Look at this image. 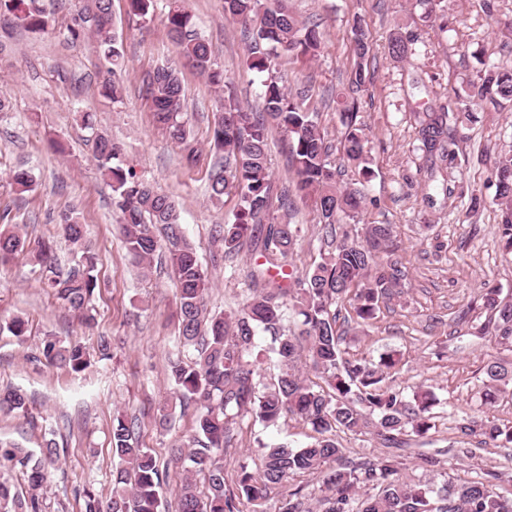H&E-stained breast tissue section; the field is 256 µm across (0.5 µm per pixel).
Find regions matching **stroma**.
<instances>
[{
  "mask_svg": "<svg viewBox=\"0 0 512 512\" xmlns=\"http://www.w3.org/2000/svg\"><path fill=\"white\" fill-rule=\"evenodd\" d=\"M42 5L51 19L44 32L0 16V96L11 105L0 115V216L33 239L55 234L60 215L77 212L98 254L101 288L92 301L95 324L89 328L40 287L27 257L0 266V387L20 388L30 400L28 417L0 413V439L34 453L55 439L59 459L48 474L44 512H82L84 490L106 497L112 489L118 463L111 445L114 416L138 418L139 439L164 473L163 494L171 504L183 480L182 469L171 461L173 447L187 439L194 420L190 413L176 415L167 431L154 423L158 407L173 397L167 365L175 352V284L166 265L153 264L144 273L127 254L112 189L94 158L92 133L102 131L119 143L137 175L175 200L184 233L212 281L208 306L229 312L247 296L248 275L260 258L246 247L225 259L216 239L237 203L232 196L212 203L207 191L219 94L196 72L182 71L184 110L200 152L198 162L187 165L181 149L154 124L142 89L147 72L178 62L165 26L168 0H155L147 20L130 15L126 0H112L115 31L125 50L119 103L100 94L112 74L95 41L75 44L69 38L66 25L81 0H42ZM291 6L301 19L318 22L322 50L311 60L279 58L272 74L288 93L307 91V106L318 112L336 146L344 132L337 97L347 92L358 63L351 50L354 22L368 32L369 79L356 93L355 107L375 175L364 188L366 201L355 224L392 225L396 255L407 271L403 294L382 303L369 326L339 322L345 356L375 362L380 354L395 352L400 363L388 383L409 394L430 390L439 400L434 429L399 453L402 477L439 485L493 474L499 492L512 497V448L486 447L460 431L466 418L512 425L511 393L498 394L490 405L483 402L485 366L496 359L512 361V348L485 339L488 315L476 306L485 289L512 293V261L502 254L490 179L495 159L512 153V105L478 109L469 117L451 115L448 135L459 155L448 182L461 192L447 204L427 202L434 182L418 140L427 108L456 104L478 83L483 64H512V0H441L433 23L423 21L425 7L418 0H291ZM186 7L242 105L261 110L263 77L248 69L246 43L239 26L225 17L223 0H187ZM399 34L414 41L412 55L402 61L389 52ZM83 112L95 114L96 130L81 125ZM54 139L65 153L52 149ZM20 165L35 177L33 190L22 195L9 185L11 171ZM474 194L484 199L475 211L469 208ZM270 213L275 221L301 225L288 267L294 277H304L327 248L317 210L294 195L287 205L272 204ZM16 316L28 323L20 339L4 330ZM48 334L90 350L99 336L111 337L112 356L79 374L49 366L39 356ZM232 433L224 456L230 481L256 440L299 447L313 435L309 425L288 414L268 429L244 418ZM425 455L438 456L441 467L423 468Z\"/></svg>",
  "mask_w": 512,
  "mask_h": 512,
  "instance_id": "1",
  "label": "stroma"
}]
</instances>
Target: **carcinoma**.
<instances>
[{
	"instance_id": "1",
	"label": "carcinoma",
	"mask_w": 512,
	"mask_h": 512,
	"mask_svg": "<svg viewBox=\"0 0 512 512\" xmlns=\"http://www.w3.org/2000/svg\"><path fill=\"white\" fill-rule=\"evenodd\" d=\"M2 11L30 31L43 32L49 26L40 0H0ZM224 13L241 25L248 66L257 73L269 71L281 57L310 59L322 49L319 24L300 20L289 0H224ZM166 26L180 65L195 70L215 89H226L220 99L222 118L212 130L213 146L224 156L217 158L209 171L208 191L214 202L232 195L237 205L232 220L219 228L217 241L226 258L237 256L250 243L261 248L264 259L260 268L250 273L251 296L241 308L229 313L209 310L206 298L211 280L182 231L174 200L126 165L120 147L109 137L95 134L94 156L112 183L126 251L144 271L151 268L155 256L164 258L177 285L178 344L196 351L189 362L179 355L169 360L175 401L160 408L155 419L166 431L175 408L185 411L196 405L192 434L178 445L173 458L186 471L176 512H243L240 505L260 504L297 473L318 476L321 496L311 504L301 491L290 492L279 512H312L314 508L317 512H512V498L501 495L482 476L458 487L445 484L435 489L401 479L392 455L354 464L342 462L343 448L330 434L332 429L374 434L385 447L398 448L434 427L436 398L429 392L409 397L386 383L389 371L397 365L392 352L381 354L375 364L342 356V338L336 331L338 304L348 302L356 323L367 324L376 319L380 300L405 286L406 271L392 249V225L368 224L360 241L345 232L335 249L324 254L305 277L289 281L288 256L301 228L286 222L265 223L274 190L268 133L277 127L288 134L296 189L317 208L329 234L344 219L355 218L362 206V187L374 175L369 140L354 107L343 102V159L357 179L354 187L342 185L330 161V146L318 113L305 105L306 94L292 96L268 78L261 88L263 111L246 109L229 90L224 71L215 67L209 44L197 32L181 0H173L169 6ZM113 28L112 0H92V5L73 16L68 33L73 42L94 38L108 69L115 73L123 67L124 48ZM352 48L362 61L370 50L367 32L359 22L352 28ZM146 94L153 102L156 123L172 142L183 147L187 160L194 161L195 148L183 113L180 70L167 66L154 71L146 82ZM480 102L494 106L512 103V67H485L481 83L462 100L463 109L468 112ZM448 119L449 113L432 109L418 130L433 171L456 158L455 142L448 138ZM492 178L504 249L512 255V155L496 162ZM33 185L28 169L12 171L15 192H30ZM58 227L80 255L73 265L63 269L57 264L54 238L31 240L8 224L0 227V263L26 254L38 267L43 287L88 324L92 320L88 304L98 288L95 256L80 217L65 213ZM482 306L491 315V341L512 348V299L490 288L482 296ZM288 309L300 323L297 336L284 327ZM260 332L270 337L269 347L256 344ZM304 351L324 385L305 378ZM271 353L279 373L261 390L254 381L255 370ZM40 354L48 364L75 373L90 365V353L83 346L66 345L55 336L45 338ZM484 375L489 403L497 393L512 388V365L491 362ZM27 411L25 393L11 386L0 389V412L24 415ZM287 412L299 416L318 437L300 448L257 441L259 464H240L234 487H229L224 476V453L232 439L229 418L248 415L270 428ZM461 432L477 434L482 443L497 448L512 444V426L468 423ZM111 441L112 453L119 459L112 472V492L106 500L84 492L83 512H161L163 475L151 450L136 437L135 422L115 416ZM56 460V444L51 439L38 455L0 440V469L16 470L23 480L19 487L0 474V512H43L42 490Z\"/></svg>"
}]
</instances>
